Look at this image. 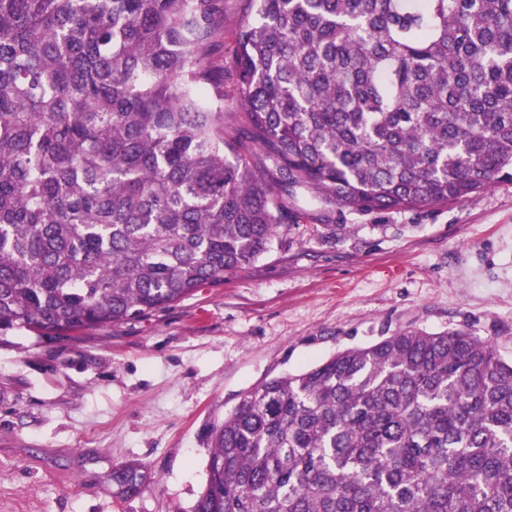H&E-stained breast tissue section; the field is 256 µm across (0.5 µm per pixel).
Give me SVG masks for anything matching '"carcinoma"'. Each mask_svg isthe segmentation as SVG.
Listing matches in <instances>:
<instances>
[{"mask_svg": "<svg viewBox=\"0 0 512 512\" xmlns=\"http://www.w3.org/2000/svg\"><path fill=\"white\" fill-rule=\"evenodd\" d=\"M0 0V334L224 283L320 204L512 182V0ZM194 512H512V361L396 331L266 379L209 430ZM126 491L138 471L114 474Z\"/></svg>", "mask_w": 512, "mask_h": 512, "instance_id": "cac0c4a2", "label": "carcinoma"}]
</instances>
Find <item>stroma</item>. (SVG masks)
Returning <instances> with one entry per match:
<instances>
[{
	"label": "stroma",
	"mask_w": 512,
	"mask_h": 512,
	"mask_svg": "<svg viewBox=\"0 0 512 512\" xmlns=\"http://www.w3.org/2000/svg\"><path fill=\"white\" fill-rule=\"evenodd\" d=\"M310 212L166 311L77 339L0 335V512H192L207 430L243 393L385 332L464 326L512 359V182L421 212Z\"/></svg>",
	"instance_id": "obj_1"
}]
</instances>
